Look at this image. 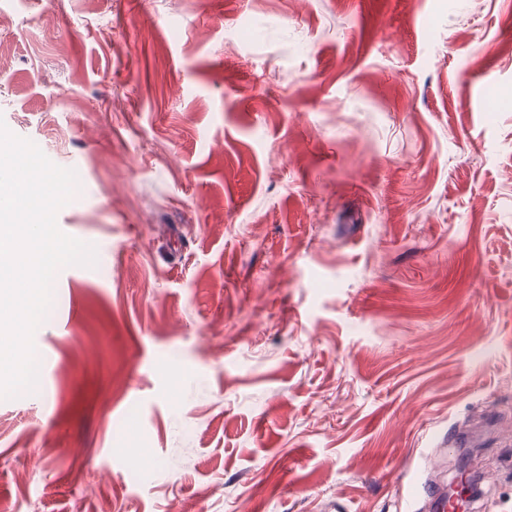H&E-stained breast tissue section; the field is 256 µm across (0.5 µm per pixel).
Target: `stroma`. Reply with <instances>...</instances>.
<instances>
[{
    "label": "stroma",
    "instance_id": "obj_1",
    "mask_svg": "<svg viewBox=\"0 0 512 512\" xmlns=\"http://www.w3.org/2000/svg\"><path fill=\"white\" fill-rule=\"evenodd\" d=\"M79 188L0 512H512V0H0ZM428 499V511L437 509L438 511L432 512H454L456 509H448V499L451 501H461L465 504L470 499L469 485H463L458 479H452L448 482V497L446 495V485L442 488L432 484H423L415 476L408 477L405 486V494L402 497V502L407 505L415 503L420 498ZM434 505H437L434 508Z\"/></svg>",
    "mask_w": 512,
    "mask_h": 512
}]
</instances>
